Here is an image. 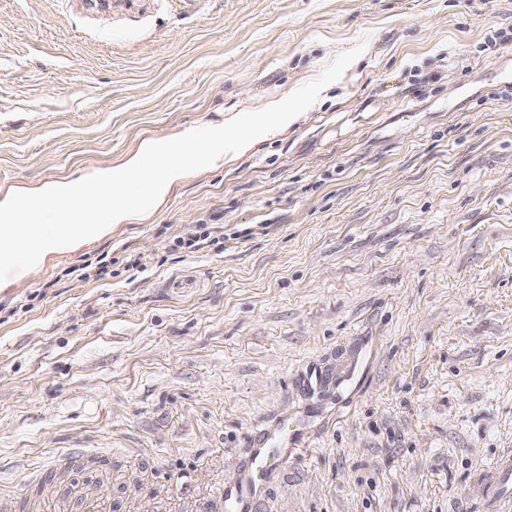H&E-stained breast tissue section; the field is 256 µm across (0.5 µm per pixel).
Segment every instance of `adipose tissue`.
I'll list each match as a JSON object with an SVG mask.
<instances>
[{"instance_id": "obj_1", "label": "adipose tissue", "mask_w": 512, "mask_h": 512, "mask_svg": "<svg viewBox=\"0 0 512 512\" xmlns=\"http://www.w3.org/2000/svg\"><path fill=\"white\" fill-rule=\"evenodd\" d=\"M299 109L274 100L257 112L231 114L224 124L190 126L165 138L144 140L138 149L112 165L80 179H61L23 200H0V268H10L18 243H26L30 267L44 256L100 236L106 225L129 224L149 216L188 174L205 172L253 152L262 142L299 122ZM162 159L161 167L145 172L147 158ZM149 188L132 191L140 177ZM121 195L122 204L112 202ZM64 224L63 237L46 235V221Z\"/></svg>"}]
</instances>
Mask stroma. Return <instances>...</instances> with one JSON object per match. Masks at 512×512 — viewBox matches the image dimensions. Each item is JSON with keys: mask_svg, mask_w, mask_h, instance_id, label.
I'll list each match as a JSON object with an SVG mask.
<instances>
[{"mask_svg": "<svg viewBox=\"0 0 512 512\" xmlns=\"http://www.w3.org/2000/svg\"><path fill=\"white\" fill-rule=\"evenodd\" d=\"M282 98L149 219L0 270V489L89 451L34 512H203L284 425L259 512H512V0H0V199ZM487 483L491 498H509L512 492V457H501L494 464L490 475L487 477ZM510 501V499H508Z\"/></svg>", "mask_w": 512, "mask_h": 512, "instance_id": "obj_1", "label": "stroma"}]
</instances>
